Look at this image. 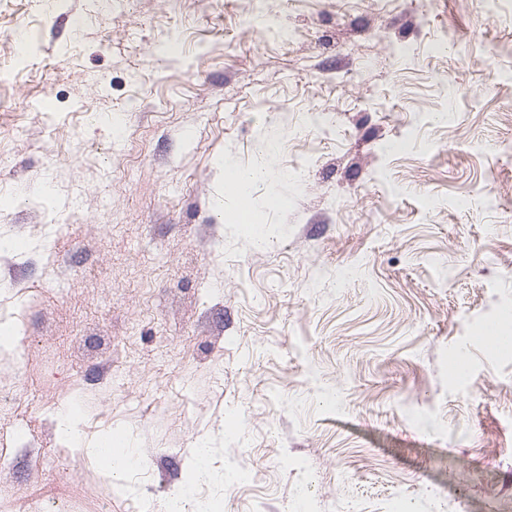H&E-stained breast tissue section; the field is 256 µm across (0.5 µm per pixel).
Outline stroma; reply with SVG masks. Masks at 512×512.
<instances>
[{
	"mask_svg": "<svg viewBox=\"0 0 512 512\" xmlns=\"http://www.w3.org/2000/svg\"><path fill=\"white\" fill-rule=\"evenodd\" d=\"M0 239L13 512H512V0H0ZM266 174L265 171H244V170H233L226 175L227 184H231L234 187V191L241 200L246 199L249 194V188L253 182L263 177ZM123 447L115 443L112 433H108L93 442L81 443V447L74 449L84 457L99 462L104 476L112 482L121 480L129 471L128 453L130 448Z\"/></svg>",
	"mask_w": 512,
	"mask_h": 512,
	"instance_id": "obj_1",
	"label": "stroma"
}]
</instances>
